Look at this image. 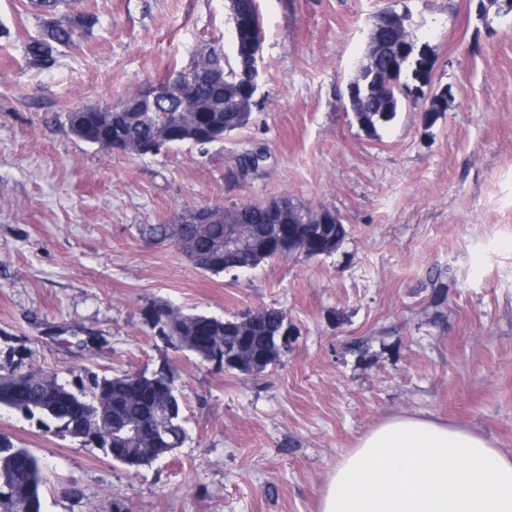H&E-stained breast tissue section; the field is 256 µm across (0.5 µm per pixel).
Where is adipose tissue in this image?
Here are the masks:
<instances>
[{
	"label": "adipose tissue",
	"instance_id": "ef3b65f1",
	"mask_svg": "<svg viewBox=\"0 0 512 512\" xmlns=\"http://www.w3.org/2000/svg\"><path fill=\"white\" fill-rule=\"evenodd\" d=\"M319 512H512V451L463 426L396 415L337 459Z\"/></svg>",
	"mask_w": 512,
	"mask_h": 512
}]
</instances>
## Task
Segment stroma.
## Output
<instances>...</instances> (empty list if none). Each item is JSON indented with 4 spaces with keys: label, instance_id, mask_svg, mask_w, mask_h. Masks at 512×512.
I'll list each match as a JSON object with an SVG mask.
<instances>
[{
    "label": "stroma",
    "instance_id": "35a3bbf8",
    "mask_svg": "<svg viewBox=\"0 0 512 512\" xmlns=\"http://www.w3.org/2000/svg\"><path fill=\"white\" fill-rule=\"evenodd\" d=\"M409 7L454 101L407 105L378 136L343 108L372 16ZM98 23L51 70L29 67L30 0H0V373L172 368L189 440L129 468L9 411L0 434L46 467L43 512H318L330 467L388 417L427 415L512 451V10L477 0H259L264 69L249 123L224 140L130 157L75 137L68 111L230 45L227 0H83ZM265 153L240 175L238 156ZM335 210L332 255L202 272L145 224L187 207L280 197ZM445 272L433 303L430 279ZM283 309L278 364L229 372L165 344L141 310Z\"/></svg>",
    "mask_w": 512,
    "mask_h": 512
}]
</instances>
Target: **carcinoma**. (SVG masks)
<instances>
[{
	"instance_id": "cac0c4a2",
	"label": "carcinoma",
	"mask_w": 512,
	"mask_h": 512,
	"mask_svg": "<svg viewBox=\"0 0 512 512\" xmlns=\"http://www.w3.org/2000/svg\"><path fill=\"white\" fill-rule=\"evenodd\" d=\"M80 0H31L39 12L54 14L51 26L41 25L38 36L25 43V59L37 69L50 70L59 63L66 49L76 47L98 23L95 13L77 11ZM253 15L260 18L258 0H229L228 18L233 14ZM192 81L182 85L179 94L172 95L164 103L142 102V106L120 116L126 140L132 144L152 142L161 148L184 142L203 147L224 139V136L244 127L252 112H242L237 99L242 95L238 82L241 57L228 55L224 47L212 46L186 67ZM354 76L361 80L365 97L359 104L354 118L367 133L376 136L378 131L389 127L409 101L406 95L409 70L402 63H393L384 54V49L366 45L362 61ZM113 108L102 105H79L67 113L71 132L80 140L103 149H112ZM194 210L185 209L177 224H145L141 234L157 241L171 242L182 249L199 269L220 274L244 271L257 267L268 259L296 258L305 246L306 234L311 225L298 224L297 238L283 241L269 250L265 238L269 226L276 218L271 208L263 203L248 205L235 217V223L227 225L221 220L197 223ZM234 239V246L224 247L225 236ZM153 316L151 330L165 342L186 350L204 362H211L215 354L238 360L234 370L240 373L262 372L280 360V353L273 351L269 342L272 336L288 321L286 313L275 307L256 312H247L250 318L246 335L248 344L243 347L237 334L239 317L224 319L205 313H185L169 303H153L147 307ZM211 319L216 346L206 349L193 343L197 325ZM31 380L24 381L15 373L0 374V410L5 409L28 420L51 422L63 433H70L72 420L66 407L54 400L51 394L66 383L49 372L32 371ZM132 374L94 377L89 386L75 395L89 402L101 398L112 403V417L121 421H136L146 414L159 420L165 447L180 448L189 438L187 419L183 406L177 405L170 412L165 394L157 397L151 409L129 398ZM0 500H8L14 494L27 493L35 504V512H42V487L45 484L43 462L34 454L31 458V473L23 474L15 466L17 446L0 435ZM128 452L137 467L155 461L159 451L150 447L148 441L134 440L127 444Z\"/></svg>"
}]
</instances>
